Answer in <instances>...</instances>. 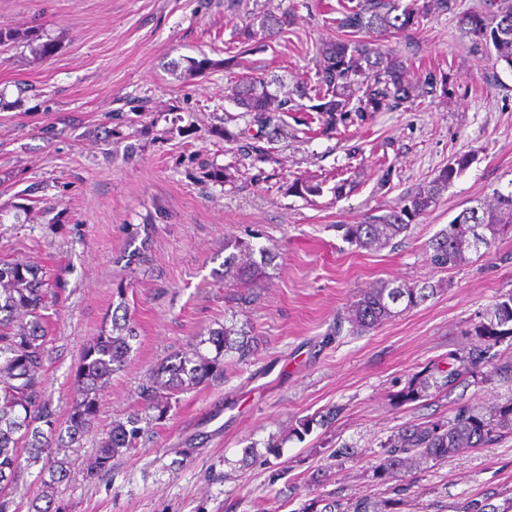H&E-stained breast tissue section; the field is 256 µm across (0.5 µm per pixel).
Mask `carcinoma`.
<instances>
[{
    "instance_id": "1",
    "label": "carcinoma",
    "mask_w": 512,
    "mask_h": 512,
    "mask_svg": "<svg viewBox=\"0 0 512 512\" xmlns=\"http://www.w3.org/2000/svg\"><path fill=\"white\" fill-rule=\"evenodd\" d=\"M457 0H347L336 18L339 35L319 47L320 66L316 82L296 89L299 98L317 101L321 133L337 127L363 123L377 112H387L417 99L445 97L450 75L426 69L408 77L406 61L390 49L368 39L384 33L405 36L421 21L452 14L459 18L475 49L493 47L494 63L512 68V5L503 0H483L470 12L457 11ZM293 24V14L253 10L242 28L245 39L257 34L271 39ZM262 82L246 79L235 86L232 101L267 123L285 111V102L260 88ZM470 165V156L460 154L438 170L424 186L405 197L381 216L357 224H338L343 238L365 249H381L408 230L426 214L448 186ZM512 230V191L496 192L494 202L462 209L427 244V258L436 269H452L467 256L490 249L506 230ZM224 280L245 284L253 281L262 265L274 259L264 248L261 261L253 259L252 245L228 242L224 249ZM433 288L414 283L381 280L355 296L346 306V321L354 335H365L385 321L427 300ZM57 302V292L44 268L36 262L0 260V512H10L11 494L25 471L39 467L41 494L30 512H62L55 504L56 486L67 479L72 457L83 442L95 434L100 397L112 375L127 365L137 339L136 327L127 315L114 313L111 326L101 329L81 351L74 368L71 400L59 417L46 393L49 357L48 323ZM469 342L451 354L458 366L442 380L422 371L412 377L400 394L403 402H415L430 388H452L472 377L485 381L512 382V356L497 347L512 339V290L500 295L493 309L479 317L467 332ZM259 346V338L234 324L212 329L197 337L186 350L168 355L151 371L143 386L140 409L125 420L115 421L97 437L95 451L86 458L90 476L111 471L112 462L137 448L143 428L164 419L178 395L224 377V356L248 360ZM512 435V401L486 411L460 404L446 420L407 422L381 442L374 476L388 479L411 473L428 461H438L466 450L481 448ZM496 493L469 499L455 512H512V497L492 503ZM45 502V506L38 502ZM341 503L318 496L299 512H340Z\"/></svg>"
}]
</instances>
